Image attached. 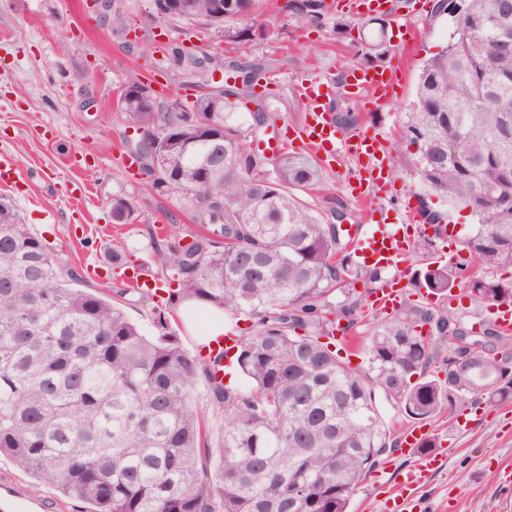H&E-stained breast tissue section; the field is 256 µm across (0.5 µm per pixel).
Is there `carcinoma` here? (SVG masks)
<instances>
[{"instance_id":"obj_1","label":"carcinoma","mask_w":512,"mask_h":512,"mask_svg":"<svg viewBox=\"0 0 512 512\" xmlns=\"http://www.w3.org/2000/svg\"><path fill=\"white\" fill-rule=\"evenodd\" d=\"M176 21H203L245 54L274 35L268 22L290 11L298 30L318 25L324 0H179ZM446 46L424 62L399 147L428 191L448 206L471 209L475 230L463 248L480 271L466 284L477 300L512 307V43L500 42L499 0H449ZM172 80L184 54L165 49ZM264 76L248 61L229 66L215 90L193 102L158 104L124 88L118 110L158 142L129 151L142 184L176 193L199 231L184 244L179 225L154 252L175 288L147 335L121 308L127 293L102 296L75 287L19 210L0 196V456L93 512H349L359 485L380 456L394 450L381 425L375 391L404 418L427 420L470 399L512 400V336L489 321L465 325L448 310L462 269L433 261L432 238L412 273L435 302H405L371 322L367 370L346 365L336 331L357 323L359 280L387 284L383 268H365L348 243L299 193L322 180L310 156L280 154L262 169L247 133L229 113ZM133 203L112 199V220L130 224ZM444 234L441 213L419 210ZM200 301L254 319L231 357L245 379L226 384L222 355L194 357L172 331L170 310ZM428 332H423V327ZM302 330L303 334L296 333ZM446 378L429 373L436 360ZM204 381L224 411V439L209 441L191 401Z\"/></svg>"}]
</instances>
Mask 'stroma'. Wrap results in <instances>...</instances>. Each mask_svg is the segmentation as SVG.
<instances>
[{
    "mask_svg": "<svg viewBox=\"0 0 512 512\" xmlns=\"http://www.w3.org/2000/svg\"><path fill=\"white\" fill-rule=\"evenodd\" d=\"M434 3L398 0L390 15L363 17L333 7L322 24L304 32L295 29L290 13H280L273 22L278 38L252 42L249 50L270 69L264 94L235 106L234 119L247 128L260 112L266 129L293 132L306 113L299 92L303 81L329 78L342 84L334 109L351 112L359 125L383 133L396 167L394 198L443 213L452 234L436 248L466 262L470 255L462 241L474 223L469 211L450 209L426 193L416 171L395 150L419 69L448 40V18L435 14ZM169 42L190 56L218 46L225 58L237 55L234 44L219 42L212 27L161 18L153 0H112V17L106 21L86 14L83 0H0V151L15 163L13 184L0 186V195L11 199L62 266L80 271L82 288H126L129 269L112 268L108 261L115 251L148 263L149 279L165 287L168 272L150 263L161 241L160 227L179 225L185 237L197 229L179 195L149 190L125 169L127 146L137 134L117 110L120 90L142 83L163 103L197 93L191 80L178 85L165 76L168 63L157 48ZM396 65L401 73L395 99L382 111H368L365 93L348 84L350 70ZM75 154L86 159L76 177L87 188L83 195L70 183L74 177L67 160ZM358 166L355 155L337 151L307 200L321 213L347 207L348 223L367 233L372 226L364 222L346 180ZM118 196L133 202L134 223H113L111 204ZM422 427L440 438L442 466L427 473L410 495L400 480L417 468V455L385 454L355 493L351 512H383L388 498L397 500L401 512H507L512 505V401L491 406L472 399L423 421Z\"/></svg>",
    "mask_w": 512,
    "mask_h": 512,
    "instance_id": "35a3bbf8",
    "label": "stroma"
}]
</instances>
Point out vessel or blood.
I'll return each instance as SVG.
<instances>
[{"instance_id":"vessel-or-blood-1","label":"vessel or blood","mask_w":512,"mask_h":512,"mask_svg":"<svg viewBox=\"0 0 512 512\" xmlns=\"http://www.w3.org/2000/svg\"><path fill=\"white\" fill-rule=\"evenodd\" d=\"M356 81L361 89L369 93L371 110H381L394 96L396 73L394 70H363ZM302 96L308 105L305 123L299 140L306 150L322 163L333 161L336 151V119L331 110L337 93L334 81L312 79L303 82ZM345 147L366 161L365 174L376 189L375 203L369 207L366 217L369 223L384 221L385 201L388 195L386 170V146L379 133L363 127L346 140ZM412 238L395 233L368 234L354 243L358 255H371L377 265L393 267L411 249ZM55 500L46 494L30 491L26 483L12 475L0 476V512H56Z\"/></svg>"}]
</instances>
